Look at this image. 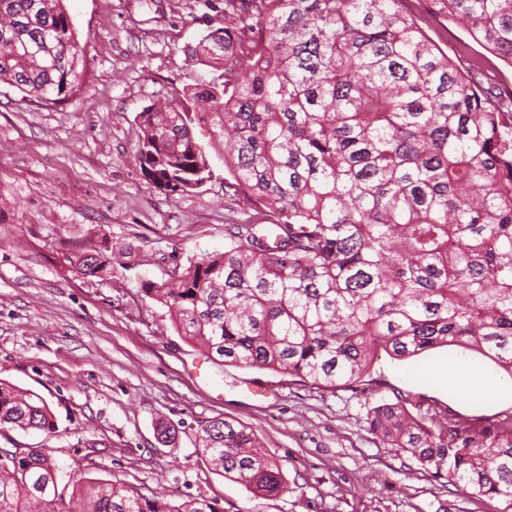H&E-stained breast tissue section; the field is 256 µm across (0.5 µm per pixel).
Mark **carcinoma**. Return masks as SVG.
Listing matches in <instances>:
<instances>
[{
	"mask_svg": "<svg viewBox=\"0 0 512 512\" xmlns=\"http://www.w3.org/2000/svg\"><path fill=\"white\" fill-rule=\"evenodd\" d=\"M404 0H259L257 21L205 35L195 59L223 72L141 113L143 176L164 192L212 178L193 125L209 115L224 166L270 224H229L221 253L143 291L212 360L334 388L382 355L477 352L512 375V92L461 71ZM485 51L512 62V0H432ZM85 58L65 0H0V83L45 102L82 84ZM82 275L103 254L74 256ZM388 448L512 512V420L372 408ZM55 430L39 394L0 379V430ZM198 452L254 494L287 489L248 428L201 425ZM47 451L0 452V512H222L109 480H69ZM71 496L65 497L66 490Z\"/></svg>",
	"mask_w": 512,
	"mask_h": 512,
	"instance_id": "cac0c4a2",
	"label": "carcinoma"
}]
</instances>
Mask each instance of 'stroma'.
I'll use <instances>...</instances> for the list:
<instances>
[{
  "mask_svg": "<svg viewBox=\"0 0 512 512\" xmlns=\"http://www.w3.org/2000/svg\"><path fill=\"white\" fill-rule=\"evenodd\" d=\"M426 34L461 70L482 64L512 90V65L471 43L464 26L412 0ZM84 49L80 89L43 104L0 84V379L49 403L55 433L0 431V448L50 449L66 475L114 480L174 502L203 498L224 512H505L500 499L448 484L371 434L368 415L406 396L459 418L512 416V395L485 399L438 379L449 359L498 375L455 346L375 364L371 380L325 389L299 378L202 360L146 296L203 254L223 251L228 224L268 218L227 187L224 144L198 134L211 179L168 194L141 173L140 114L217 76L191 47L222 29L225 0H66ZM99 251L106 272L84 277L68 258ZM214 418L244 423L282 468L286 491L248 492L199 457ZM178 431L157 439L158 421Z\"/></svg>",
  "mask_w": 512,
  "mask_h": 512,
  "instance_id": "35a3bbf8",
  "label": "stroma"
}]
</instances>
